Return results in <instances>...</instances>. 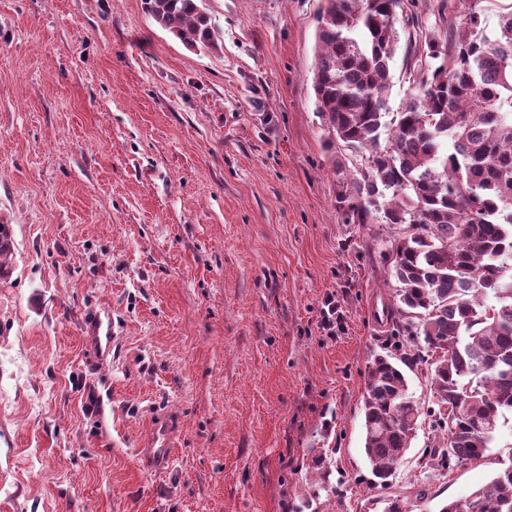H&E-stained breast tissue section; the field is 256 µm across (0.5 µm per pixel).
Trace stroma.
I'll return each mask as SVG.
<instances>
[{"label":"stroma","mask_w":512,"mask_h":512,"mask_svg":"<svg viewBox=\"0 0 512 512\" xmlns=\"http://www.w3.org/2000/svg\"><path fill=\"white\" fill-rule=\"evenodd\" d=\"M205 5L216 51L142 0H0V512H440L512 460V416L483 458L426 467L443 435L411 348L423 415L389 486L368 485L362 400L393 344L398 228L336 208L311 88L320 0ZM93 313L112 321L102 365ZM167 416L171 454L145 470ZM322 448L326 486L308 470ZM85 324L88 334L85 337L98 364L112 356V322L110 319L104 322L98 314L89 318Z\"/></svg>","instance_id":"1"}]
</instances>
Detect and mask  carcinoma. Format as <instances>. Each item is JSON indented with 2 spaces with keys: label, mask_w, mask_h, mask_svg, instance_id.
Listing matches in <instances>:
<instances>
[{
  "label": "carcinoma",
  "mask_w": 512,
  "mask_h": 512,
  "mask_svg": "<svg viewBox=\"0 0 512 512\" xmlns=\"http://www.w3.org/2000/svg\"><path fill=\"white\" fill-rule=\"evenodd\" d=\"M146 14L189 48L218 49L223 32L204 0H142ZM481 0H459L445 37L423 28L409 0H321L312 69L336 209L348 224H395L383 255L412 339L435 353L434 395L445 446L425 465L447 470L484 456L512 413V9L489 35ZM413 92L394 113L387 91L401 35ZM11 225L0 223V275L9 271ZM496 304L486 303L488 296ZM390 352L369 363L363 395L370 487L387 486L411 448L422 411ZM336 449L313 458L321 480ZM440 512H512V462L464 502Z\"/></svg>",
  "instance_id": "cac0c4a2"
}]
</instances>
